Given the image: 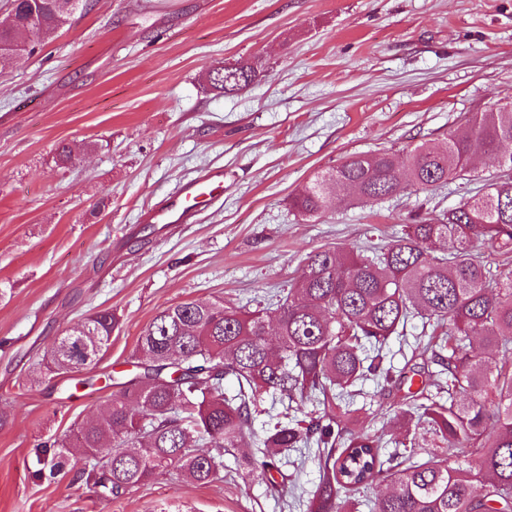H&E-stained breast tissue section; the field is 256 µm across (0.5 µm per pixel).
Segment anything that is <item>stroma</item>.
<instances>
[{
	"label": "stroma",
	"instance_id": "obj_1",
	"mask_svg": "<svg viewBox=\"0 0 512 512\" xmlns=\"http://www.w3.org/2000/svg\"><path fill=\"white\" fill-rule=\"evenodd\" d=\"M261 58L262 77L206 90L208 68ZM512 101V0H90L30 57L0 72V512H307L317 448L289 451L274 481L247 448L206 485L160 474L109 501L71 476L36 482L37 445L99 414L143 328L165 307L255 308L287 292L311 251L392 242L428 209L492 174L379 203L344 200L315 221L288 205L351 154L447 140L471 113ZM76 151L57 167L59 144ZM224 194L194 223L147 211L201 172ZM120 318L94 367L44 373L68 326ZM354 433L398 431L401 383L363 386Z\"/></svg>",
	"mask_w": 512,
	"mask_h": 512
}]
</instances>
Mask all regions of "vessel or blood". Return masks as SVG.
I'll list each match as a JSON object with an SVG mask.
<instances>
[{"label":"vessel or blood","mask_w":512,"mask_h":512,"mask_svg":"<svg viewBox=\"0 0 512 512\" xmlns=\"http://www.w3.org/2000/svg\"><path fill=\"white\" fill-rule=\"evenodd\" d=\"M224 191V175L214 171L183 184L158 209L149 220L154 224L192 223L199 206L211 203Z\"/></svg>","instance_id":"vessel-or-blood-1"}]
</instances>
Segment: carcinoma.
Returning <instances> with one entry per match:
<instances>
[{
  "mask_svg": "<svg viewBox=\"0 0 512 512\" xmlns=\"http://www.w3.org/2000/svg\"><path fill=\"white\" fill-rule=\"evenodd\" d=\"M19 27L36 45L51 39L70 16L59 0H12ZM256 63L208 71L215 89L234 93L259 79ZM512 105L475 112L443 145L420 144L399 157L388 150L351 154L315 173L291 207L320 218L338 193L370 203L404 190L429 192L471 173L481 154L497 165L484 193L446 212H426L373 257L350 248L320 249L305 259L298 282L265 308L240 309L222 300L172 304L142 330L131 355L139 373L115 384L108 409L65 439L36 449L32 476L55 480L80 448L92 461L76 478L102 495L121 497L153 477L182 472L198 484L218 479L224 453L252 436V410L267 396L297 407L316 398L317 415L279 419L253 441L251 472L270 479L281 455L311 440L322 448V477L310 512H350L376 482L391 491L372 512H512V269L476 252L480 243L512 253ZM433 327L424 351L440 366L393 420L425 424L437 450L416 458V437L405 450L381 454V437L344 427L358 417L357 387L393 383L384 349L412 317ZM119 318L101 309L66 329L104 352ZM502 353L491 370L489 353ZM73 357L54 342L44 367L71 370ZM238 384L224 396V378ZM461 458L451 465L448 460Z\"/></svg>",
  "mask_w": 512,
  "mask_h": 512,
  "instance_id": "obj_1",
  "label": "carcinoma"
}]
</instances>
